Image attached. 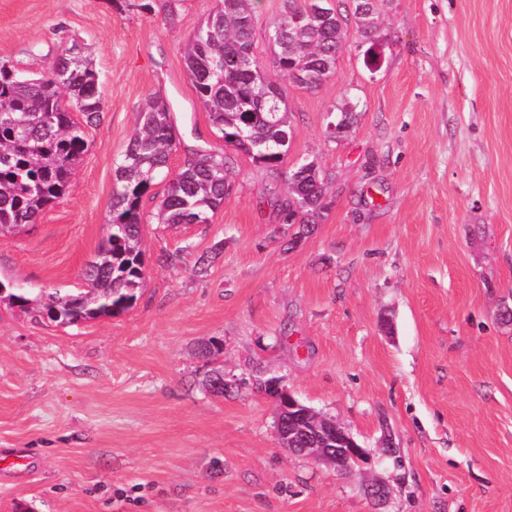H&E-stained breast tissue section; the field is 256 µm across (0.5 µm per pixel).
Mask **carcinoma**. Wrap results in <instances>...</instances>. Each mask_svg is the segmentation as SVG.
Returning <instances> with one entry per match:
<instances>
[{"label":"carcinoma","instance_id":"obj_1","mask_svg":"<svg viewBox=\"0 0 512 512\" xmlns=\"http://www.w3.org/2000/svg\"><path fill=\"white\" fill-rule=\"evenodd\" d=\"M257 0H220V6L188 41L184 60L197 97L224 145L277 171L288 153L292 126L288 92L319 88L336 75L342 34L354 24L368 58L373 30L346 9L305 24L294 21L315 0H283L279 20L268 29L273 48L267 71L253 53ZM302 76L298 83L295 77ZM85 117L82 123L74 113ZM103 102L93 60L77 54L57 60L47 77H19L0 65V233L35 223L44 209L66 194L86 150L85 124L100 119ZM177 130L166 100L158 94L137 106L136 125L114 169L109 233L85 270L87 288L72 294L33 297L0 282V299L31 309L64 326L119 315L130 308L144 282L140 206L154 180L168 167ZM227 161L222 153L197 150L169 183L159 205L162 224H207L224 203ZM288 194L278 191L282 223L314 224L328 209L325 179L314 161L286 175Z\"/></svg>","mask_w":512,"mask_h":512}]
</instances>
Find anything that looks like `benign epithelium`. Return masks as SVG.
Listing matches in <instances>:
<instances>
[{"label":"benign epithelium","instance_id":"7a95c632","mask_svg":"<svg viewBox=\"0 0 512 512\" xmlns=\"http://www.w3.org/2000/svg\"><path fill=\"white\" fill-rule=\"evenodd\" d=\"M270 395L275 397L277 409V436L291 435L287 422L282 417L288 415L291 410L296 411L293 420L317 422L315 443L310 448L300 449V453L310 459L330 465L340 472H346L355 466L365 463L370 458V453L362 448L358 442L345 429L334 420L321 416L311 408L305 406L288 391L279 387L277 382L271 381L266 385Z\"/></svg>","mask_w":512,"mask_h":512}]
</instances>
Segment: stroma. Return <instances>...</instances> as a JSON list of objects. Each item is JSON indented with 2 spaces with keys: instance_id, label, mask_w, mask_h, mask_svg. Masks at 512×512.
Here are the masks:
<instances>
[{
  "instance_id": "obj_1",
  "label": "stroma",
  "mask_w": 512,
  "mask_h": 512,
  "mask_svg": "<svg viewBox=\"0 0 512 512\" xmlns=\"http://www.w3.org/2000/svg\"><path fill=\"white\" fill-rule=\"evenodd\" d=\"M150 2L0 0V62L45 75L79 46L104 102L68 193L0 236L1 281L85 289L138 103L166 97L179 132L142 201L132 307L64 327L0 303V512H512V0H378L375 72L345 28L335 77L288 95L281 169L316 160L330 201L307 226L280 223L283 175L225 146L187 73L218 0L172 19ZM346 100L357 120L330 138ZM200 148L229 158L223 205L159 223ZM269 378L369 463L340 474L283 448Z\"/></svg>"
}]
</instances>
